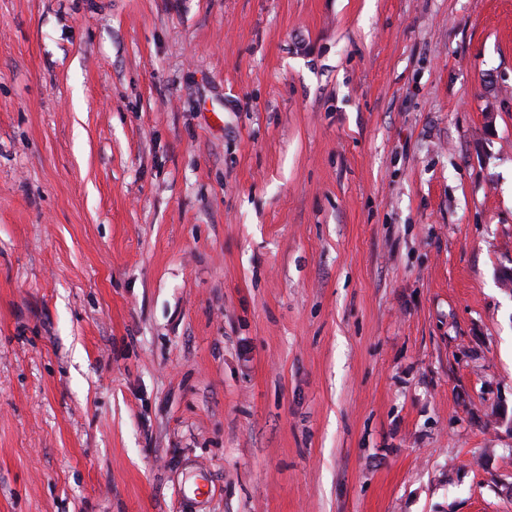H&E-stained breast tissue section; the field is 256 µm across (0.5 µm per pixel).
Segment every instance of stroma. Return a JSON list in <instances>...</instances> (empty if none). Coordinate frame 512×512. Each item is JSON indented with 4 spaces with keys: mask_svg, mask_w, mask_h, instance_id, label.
<instances>
[{
    "mask_svg": "<svg viewBox=\"0 0 512 512\" xmlns=\"http://www.w3.org/2000/svg\"><path fill=\"white\" fill-rule=\"evenodd\" d=\"M512 0H0V512H512Z\"/></svg>",
    "mask_w": 512,
    "mask_h": 512,
    "instance_id": "1",
    "label": "stroma"
}]
</instances>
